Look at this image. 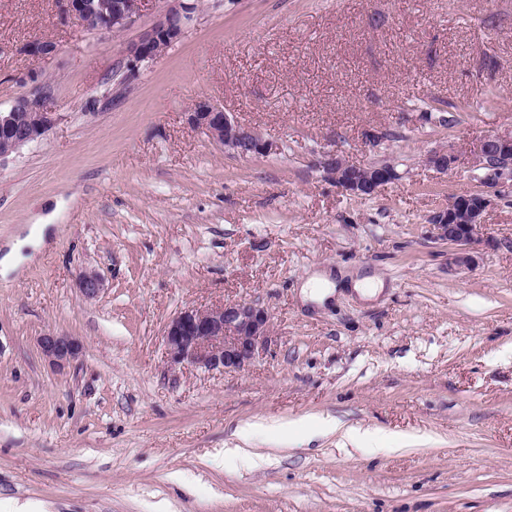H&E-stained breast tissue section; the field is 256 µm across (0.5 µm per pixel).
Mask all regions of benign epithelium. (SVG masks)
I'll return each mask as SVG.
<instances>
[{
	"instance_id": "1",
	"label": "benign epithelium",
	"mask_w": 512,
	"mask_h": 512,
	"mask_svg": "<svg viewBox=\"0 0 512 512\" xmlns=\"http://www.w3.org/2000/svg\"><path fill=\"white\" fill-rule=\"evenodd\" d=\"M151 0H60L64 17L85 30L121 33L135 21ZM200 13L197 0H164L153 26L126 48L128 66L135 69L149 62L179 41L191 21ZM56 46L33 40L25 52L34 59L51 55ZM59 119L52 110L51 96L43 87L14 100L9 110L0 111V165L24 147L47 136ZM189 125L201 130L224 153L248 158L270 154L279 146L263 138L254 127L245 125L207 100L198 101L187 113ZM474 167L481 170L479 188L463 191L435 213L430 224L434 238L448 245V264L456 270L474 264V249L495 241L486 233L484 214L490 205L488 192L512 194V136L486 135L470 150ZM424 162L440 173L465 164V158L446 150H432ZM319 167L346 193L357 197L375 195L381 187L400 179L396 166L381 161L356 165L335 150L322 153ZM103 277L94 270L77 275V287L86 302L96 300L103 290ZM270 336L269 312L258 304L230 301L199 309L185 308L173 316L163 330L166 354L174 365H189L207 371L240 370L253 362ZM43 358L61 370L82 353V344L71 336L53 332L38 338Z\"/></svg>"
}]
</instances>
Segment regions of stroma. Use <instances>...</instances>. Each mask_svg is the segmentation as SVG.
<instances>
[{
	"label": "stroma",
	"instance_id": "stroma-1",
	"mask_svg": "<svg viewBox=\"0 0 512 512\" xmlns=\"http://www.w3.org/2000/svg\"><path fill=\"white\" fill-rule=\"evenodd\" d=\"M159 8L113 35L0 0V110L45 84L60 115L0 166V253L47 228L0 275V512H512V196L451 269L429 220L478 172L423 162L512 135V0H203L129 70ZM200 100L279 151L226 155L186 120ZM327 149L402 177L349 195ZM328 268L382 287L304 299ZM240 300L271 315L257 360L171 365V317ZM48 332L82 344L63 371ZM466 159L447 150H432L424 158V162L440 173H448L449 169L465 164ZM77 287L82 299L86 302L96 300L103 288V277L94 270L81 271L77 275Z\"/></svg>",
	"mask_w": 512,
	"mask_h": 512
}]
</instances>
